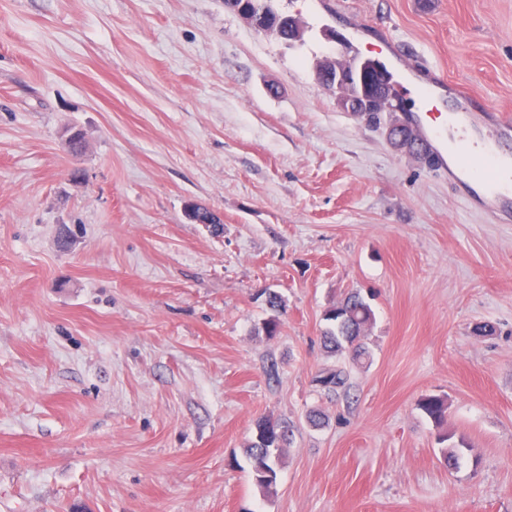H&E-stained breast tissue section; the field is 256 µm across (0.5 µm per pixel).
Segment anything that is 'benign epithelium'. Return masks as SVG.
<instances>
[{"label": "benign epithelium", "instance_id": "benign-epithelium-1", "mask_svg": "<svg viewBox=\"0 0 512 512\" xmlns=\"http://www.w3.org/2000/svg\"><path fill=\"white\" fill-rule=\"evenodd\" d=\"M322 74L325 87L336 91L341 106L349 110L357 109L361 103L368 102V98L372 97L381 111L391 114V125L387 133L406 127V120L395 117L399 106L391 105L394 95L389 74L374 61L354 60L341 65L330 60L323 65Z\"/></svg>", "mask_w": 512, "mask_h": 512}]
</instances>
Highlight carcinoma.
<instances>
[{
    "mask_svg": "<svg viewBox=\"0 0 512 512\" xmlns=\"http://www.w3.org/2000/svg\"><path fill=\"white\" fill-rule=\"evenodd\" d=\"M224 5L234 10L242 5L253 14L263 18L268 24L275 23L281 12L277 11L272 0H224ZM325 320L332 328L323 333V345L330 353L349 351L352 360L358 361L368 355L365 347V331L374 320L370 304L358 292L347 294L339 305L329 309ZM317 382L329 392H336L346 386L347 374L341 368L328 369L318 376ZM421 410L436 424H442L447 417V404L438 396H429L420 403ZM290 427V423H280L269 418H260L254 425V438L244 449L250 462V472L255 485L268 493L276 484L278 467L284 447L278 445L275 427Z\"/></svg>",
    "mask_w": 512,
    "mask_h": 512,
    "instance_id": "obj_1",
    "label": "carcinoma"
}]
</instances>
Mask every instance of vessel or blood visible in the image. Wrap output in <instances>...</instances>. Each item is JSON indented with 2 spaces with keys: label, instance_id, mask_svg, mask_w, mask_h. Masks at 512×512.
<instances>
[{
  "label": "vessel or blood",
  "instance_id": "b4317fda",
  "mask_svg": "<svg viewBox=\"0 0 512 512\" xmlns=\"http://www.w3.org/2000/svg\"><path fill=\"white\" fill-rule=\"evenodd\" d=\"M468 103L467 95H460L455 110L442 122L417 114L411 123L422 148L436 157L437 172L452 184L481 181L483 209L504 218L512 213V159L497 149L512 141V120L469 111Z\"/></svg>",
  "mask_w": 512,
  "mask_h": 512
}]
</instances>
